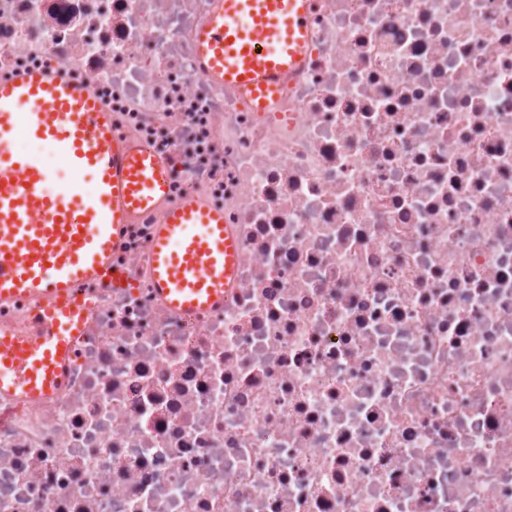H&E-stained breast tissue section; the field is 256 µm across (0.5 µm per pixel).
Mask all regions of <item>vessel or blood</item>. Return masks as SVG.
<instances>
[{
  "mask_svg": "<svg viewBox=\"0 0 512 512\" xmlns=\"http://www.w3.org/2000/svg\"><path fill=\"white\" fill-rule=\"evenodd\" d=\"M309 0H212L197 35V64L236 86L258 111L278 102L308 52ZM52 142L91 195L49 192V172L18 152L16 134ZM174 165L114 128L85 83L55 70L0 80V302L39 300L31 335H0V392L33 400L60 387L86 313L70 299L79 283L130 284L113 266L125 225L158 215L157 295L187 312L223 305L236 284V239L224 212L189 196L167 199Z\"/></svg>",
  "mask_w": 512,
  "mask_h": 512,
  "instance_id": "vessel-or-blood-1",
  "label": "vessel or blood"
}]
</instances>
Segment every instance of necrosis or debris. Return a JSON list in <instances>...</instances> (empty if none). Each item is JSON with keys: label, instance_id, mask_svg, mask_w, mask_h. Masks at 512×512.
Here are the masks:
<instances>
[{"label": "necrosis or debris", "instance_id": "necrosis-or-debris-1", "mask_svg": "<svg viewBox=\"0 0 512 512\" xmlns=\"http://www.w3.org/2000/svg\"><path fill=\"white\" fill-rule=\"evenodd\" d=\"M210 0H0L50 66L223 208L222 307L79 285L65 384L0 394V512H512V0H310L260 112L196 64Z\"/></svg>", "mask_w": 512, "mask_h": 512}]
</instances>
